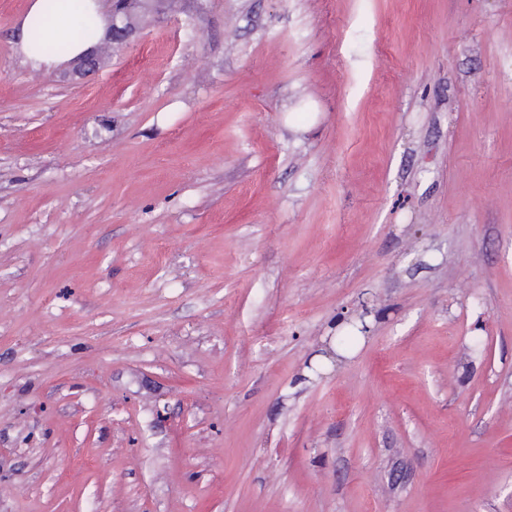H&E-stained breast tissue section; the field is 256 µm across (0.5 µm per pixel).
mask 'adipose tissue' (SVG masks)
<instances>
[{
  "label": "adipose tissue",
  "instance_id": "obj_1",
  "mask_svg": "<svg viewBox=\"0 0 512 512\" xmlns=\"http://www.w3.org/2000/svg\"><path fill=\"white\" fill-rule=\"evenodd\" d=\"M93 0H31L16 24L17 46L25 61L51 69L92 48L83 35L85 12Z\"/></svg>",
  "mask_w": 512,
  "mask_h": 512
}]
</instances>
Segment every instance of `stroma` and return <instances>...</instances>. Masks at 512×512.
Wrapping results in <instances>:
<instances>
[{
  "instance_id": "obj_1",
  "label": "stroma",
  "mask_w": 512,
  "mask_h": 512,
  "mask_svg": "<svg viewBox=\"0 0 512 512\" xmlns=\"http://www.w3.org/2000/svg\"><path fill=\"white\" fill-rule=\"evenodd\" d=\"M28 5L0 512H512V0H180L85 75Z\"/></svg>"
}]
</instances>
